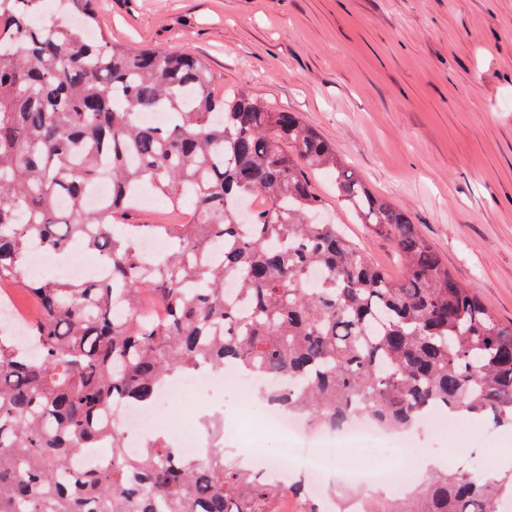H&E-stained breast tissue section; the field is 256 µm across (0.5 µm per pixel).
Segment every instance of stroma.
Listing matches in <instances>:
<instances>
[{
    "label": "stroma",
    "instance_id": "35a3bbf8",
    "mask_svg": "<svg viewBox=\"0 0 512 512\" xmlns=\"http://www.w3.org/2000/svg\"><path fill=\"white\" fill-rule=\"evenodd\" d=\"M94 36L132 49L189 51L215 92L249 89L299 113L377 193L412 218L453 276L512 322V0H95ZM310 181L388 275L402 273L389 235L336 205L324 174ZM242 408L175 398L186 423ZM458 434L492 462L512 428L460 415ZM403 467L455 442L419 427Z\"/></svg>",
    "mask_w": 512,
    "mask_h": 512
}]
</instances>
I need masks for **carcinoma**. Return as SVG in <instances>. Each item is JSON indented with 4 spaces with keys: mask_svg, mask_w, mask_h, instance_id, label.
<instances>
[{
    "mask_svg": "<svg viewBox=\"0 0 512 512\" xmlns=\"http://www.w3.org/2000/svg\"><path fill=\"white\" fill-rule=\"evenodd\" d=\"M93 0H59L76 19L36 21L42 0H0V284L37 304L31 346L0 331V512H321L303 482L281 486L229 462L199 459L153 435L135 456L108 422L112 402L151 405L161 385L206 364L286 379L265 396L333 427L366 415L395 431L445 408L512 427V323L457 281L407 212L372 191L295 112L242 89L218 95L208 66L182 51H135L94 29ZM165 112L164 126L139 115ZM339 203L391 236V278L338 224L309 173ZM102 180L112 197L85 207ZM151 192L187 224H131ZM261 198L242 217L234 202ZM68 202L66 209L59 201ZM168 251L141 258L136 240ZM78 246L104 271L26 275L31 246ZM233 276L236 296L224 295ZM150 296L163 320L135 312ZM104 442L112 463L75 460ZM512 467L441 468L367 512H496Z\"/></svg>",
    "mask_w": 512,
    "mask_h": 512,
    "instance_id": "obj_1",
    "label": "carcinoma"
}]
</instances>
